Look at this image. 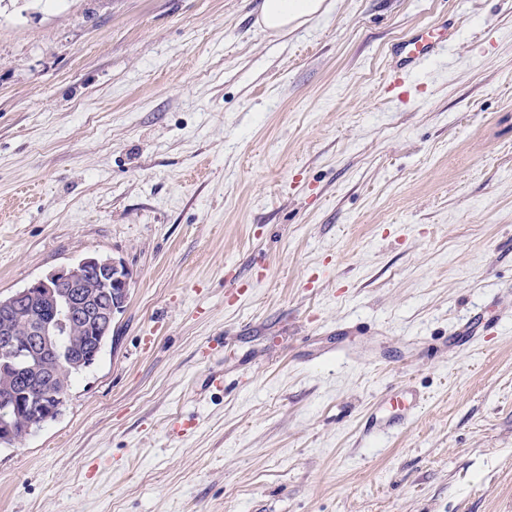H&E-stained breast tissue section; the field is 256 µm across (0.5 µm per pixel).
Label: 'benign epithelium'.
Returning a JSON list of instances; mask_svg holds the SVG:
<instances>
[{"instance_id": "benign-epithelium-1", "label": "benign epithelium", "mask_w": 512, "mask_h": 512, "mask_svg": "<svg viewBox=\"0 0 512 512\" xmlns=\"http://www.w3.org/2000/svg\"><path fill=\"white\" fill-rule=\"evenodd\" d=\"M131 279L132 272L124 261L90 256L51 271L5 301L7 309L20 303L37 305L49 309L50 315L34 322L23 334L15 332L7 322L0 327V374L16 380L15 385L0 389L1 437L8 439L28 432L54 412L51 406H41L40 413H33L31 392L21 384L29 355L35 350L56 349L63 336L74 339L83 335L84 322L90 316L111 320L127 300ZM104 286L112 289L109 308L99 306V289Z\"/></svg>"}]
</instances>
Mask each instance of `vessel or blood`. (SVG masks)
<instances>
[{"label": "vessel or blood", "mask_w": 512, "mask_h": 512, "mask_svg": "<svg viewBox=\"0 0 512 512\" xmlns=\"http://www.w3.org/2000/svg\"><path fill=\"white\" fill-rule=\"evenodd\" d=\"M459 29L447 21L438 22L413 33L408 39L397 42L391 50L388 65L389 85L396 94L408 95L420 72L435 57L445 51ZM416 400L404 401L388 395L385 402L377 404L362 424L364 436L374 437L389 432L410 421L416 412Z\"/></svg>", "instance_id": "vessel-or-blood-1"}]
</instances>
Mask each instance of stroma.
<instances>
[{
  "label": "stroma",
  "mask_w": 512,
  "mask_h": 512,
  "mask_svg": "<svg viewBox=\"0 0 512 512\" xmlns=\"http://www.w3.org/2000/svg\"><path fill=\"white\" fill-rule=\"evenodd\" d=\"M260 2L0 0V296L133 273L0 512H512V0ZM446 17L399 101L388 45ZM324 0H262L258 22L272 35L297 28L321 12ZM389 405V407H387ZM417 408V398L404 401L398 395L390 394L370 411L362 424L361 432L366 437H374L389 432L398 425L410 421Z\"/></svg>",
  "instance_id": "obj_1"
}]
</instances>
